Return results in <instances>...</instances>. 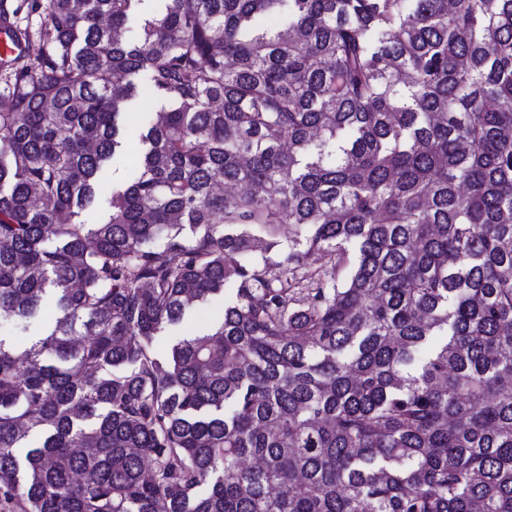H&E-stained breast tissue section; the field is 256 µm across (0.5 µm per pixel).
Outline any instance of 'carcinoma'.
Wrapping results in <instances>:
<instances>
[{
	"label": "carcinoma",
	"instance_id": "carcinoma-1",
	"mask_svg": "<svg viewBox=\"0 0 512 512\" xmlns=\"http://www.w3.org/2000/svg\"><path fill=\"white\" fill-rule=\"evenodd\" d=\"M140 2L46 0L0 69V324L55 294L0 335V504L512 512V0H159L125 40ZM142 150L143 146L136 136L128 140L126 154L116 156L110 172L103 177L101 187L96 195V202L75 216V221L84 224H97L106 218L112 200V186H126L132 182L137 159ZM235 292L234 283L227 282L224 293L210 297L202 305L188 310L179 323L166 326L154 340V348L158 355L164 358L169 347L178 340L203 334L219 322L224 315V304L235 297ZM2 335L12 336L14 343L19 350L27 348L30 344V336H35L40 332L37 324H8L1 329Z\"/></svg>",
	"mask_w": 512,
	"mask_h": 512
}]
</instances>
